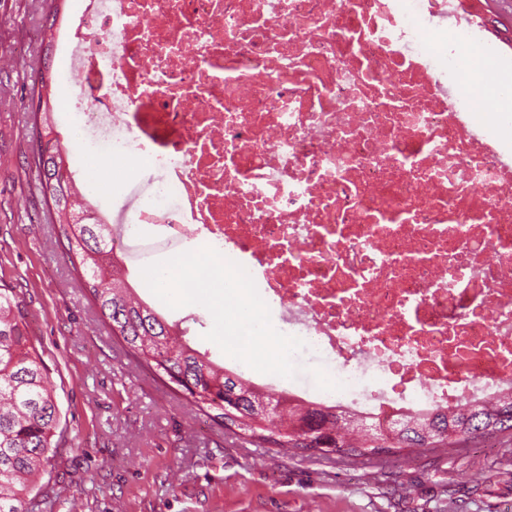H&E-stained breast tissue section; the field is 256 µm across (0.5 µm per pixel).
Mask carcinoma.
Masks as SVG:
<instances>
[{
  "instance_id": "obj_1",
  "label": "carcinoma",
  "mask_w": 512,
  "mask_h": 512,
  "mask_svg": "<svg viewBox=\"0 0 512 512\" xmlns=\"http://www.w3.org/2000/svg\"><path fill=\"white\" fill-rule=\"evenodd\" d=\"M49 211L60 225L65 255L84 269L83 286L109 321L112 335L156 374L176 379L188 402L219 425L229 422L259 446L300 449L311 431L350 456H390L406 448L453 449L487 434L512 430V392L491 402L403 416L396 427L334 404L287 403L230 372L177 338L173 326L135 298L106 265L112 227L74 211L78 198L56 141L39 148ZM24 314L11 288H0V512H32L27 494L55 455L60 409L42 355L24 335Z\"/></svg>"
}]
</instances>
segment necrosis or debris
Listing matches in <instances>:
<instances>
[{
  "instance_id": "1",
  "label": "necrosis or debris",
  "mask_w": 512,
  "mask_h": 512,
  "mask_svg": "<svg viewBox=\"0 0 512 512\" xmlns=\"http://www.w3.org/2000/svg\"><path fill=\"white\" fill-rule=\"evenodd\" d=\"M82 131L141 162L112 238L145 266L232 252L343 408L381 421L512 391V143L450 95L467 0H73ZM433 39L435 55L419 43Z\"/></svg>"
}]
</instances>
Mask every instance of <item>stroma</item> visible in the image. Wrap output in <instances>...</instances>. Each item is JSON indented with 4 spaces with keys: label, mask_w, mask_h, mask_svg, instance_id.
Returning a JSON list of instances; mask_svg holds the SVG:
<instances>
[{
    "label": "stroma",
    "mask_w": 512,
    "mask_h": 512,
    "mask_svg": "<svg viewBox=\"0 0 512 512\" xmlns=\"http://www.w3.org/2000/svg\"><path fill=\"white\" fill-rule=\"evenodd\" d=\"M50 2L0 0V288L15 290L61 410L56 456L28 494L35 512H512L511 432L387 462L261 447L196 413L113 339L64 256L34 163L32 91L41 76L63 74L44 33L71 22L72 0L53 23ZM66 77L68 97L55 84L49 91L54 132L86 200L110 218L127 203L126 175L108 162L90 168L73 141L76 105L92 98ZM93 170L104 190L90 188ZM128 271L141 298L168 322H185L190 342L214 361L273 395L320 397L309 370L329 368L326 355L303 350L304 370L292 379L257 372L205 340L213 326L205 307L169 308L136 265Z\"/></svg>",
    "instance_id": "1"
}]
</instances>
